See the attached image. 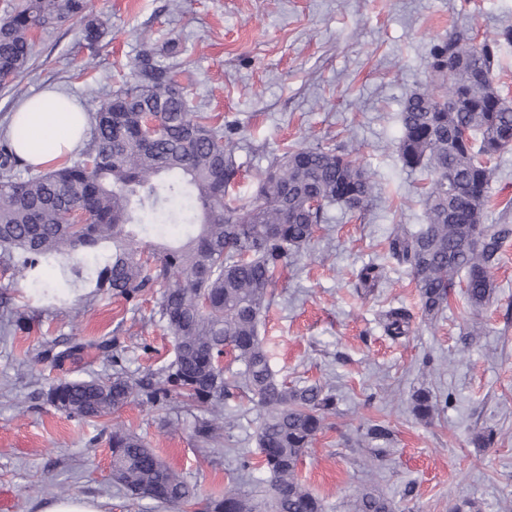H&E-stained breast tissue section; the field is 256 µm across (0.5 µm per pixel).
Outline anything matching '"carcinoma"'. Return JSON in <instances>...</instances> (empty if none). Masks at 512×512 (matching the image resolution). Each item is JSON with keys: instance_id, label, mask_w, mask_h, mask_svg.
I'll return each instance as SVG.
<instances>
[{"instance_id": "1", "label": "carcinoma", "mask_w": 512, "mask_h": 512, "mask_svg": "<svg viewBox=\"0 0 512 512\" xmlns=\"http://www.w3.org/2000/svg\"><path fill=\"white\" fill-rule=\"evenodd\" d=\"M87 0H22L0 16V85L31 66L34 35L73 20L85 21L88 48L100 23L87 18ZM512 27L476 42L461 32L435 41L428 80L407 94L401 112L403 167L426 173L421 196L425 224H399L389 236L394 259L412 273L422 322L443 318L451 291L463 285L478 311L494 293L506 224L485 223L492 162L512 150V103L493 83L501 44ZM161 50L146 47L135 63L137 80L91 101L90 140L82 157L48 172L17 173L10 139L0 140V262L27 280L52 305L73 288L134 301L161 289L160 314L174 344L166 366L136 377L122 366L117 341L69 339L37 354L56 366L95 349L112 361V374L61 380L46 403L79 420L117 413L132 401L160 409L176 400L199 411L193 436L202 448L221 439L224 405L247 399L261 410L257 444L267 490L258 499L232 486L207 512H324L322 501L298 478L305 451L335 409V396L318 383L288 385L277 378L259 335L288 258L307 249L326 208L362 211L375 186L346 150L318 144L287 147L260 174L255 192H235L239 166L234 144L203 112L189 108L177 74L158 64ZM155 112L148 130L142 111ZM163 238L141 247L146 219ZM58 270L52 284L45 271ZM384 268L364 264L357 288L368 295ZM403 307L382 314L385 335L412 333ZM230 355V365L221 358ZM440 410L430 390L412 395V412L427 419ZM112 478L129 495L185 507L196 486L169 469L137 433L112 427ZM349 512H394L374 489L362 490Z\"/></svg>"}]
</instances>
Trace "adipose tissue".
<instances>
[{"label":"adipose tissue","mask_w":512,"mask_h":512,"mask_svg":"<svg viewBox=\"0 0 512 512\" xmlns=\"http://www.w3.org/2000/svg\"><path fill=\"white\" fill-rule=\"evenodd\" d=\"M90 125L89 113L74 96L43 89L15 107L8 130L24 162L50 170L83 147Z\"/></svg>","instance_id":"ef3b65f1"}]
</instances>
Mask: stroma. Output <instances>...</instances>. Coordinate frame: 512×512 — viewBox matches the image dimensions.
<instances>
[{"label":"stroma","mask_w":512,"mask_h":512,"mask_svg":"<svg viewBox=\"0 0 512 512\" xmlns=\"http://www.w3.org/2000/svg\"><path fill=\"white\" fill-rule=\"evenodd\" d=\"M105 37L84 46L83 27L68 23L38 33L30 68L0 86V137L16 103L55 86L80 103L102 97L120 78H133L143 41L172 44L163 65L180 71L196 111L213 116L236 146L237 190L249 195L272 154L286 146L336 145L358 158L378 192L367 211L334 205L312 246L285 267L260 334L273 370L288 383L333 386L336 413L326 420L298 467L300 479L326 505L348 502L374 480L395 512H452L477 501L481 512H512V235L493 271L495 291L480 313L454 289L445 317L418 319L410 271L391 257L395 224L419 227L424 175L403 168L400 113L424 83L429 50L452 32L476 39L512 27V0H89ZM488 221L512 225V151L495 163ZM387 280L367 296L355 291L367 262ZM26 316L8 325L0 313V491L10 512H41L61 495L101 500L107 512H174L125 494L112 480L113 424L143 436L170 468L198 491V507L237 485H257L237 469L236 453L257 455L261 411L237 400L224 410L221 446L200 452L194 412L150 410L133 403L111 417L79 421L55 411L43 395L62 379L111 373L95 354L56 367L37 361L53 341L116 339L129 373L159 368L174 357L170 331L154 294L139 304L89 298L77 285L56 309L34 296L13 270L0 266V301ZM413 312L414 335L390 339L380 325L392 307ZM432 357L433 369L422 366ZM420 388L451 395L431 421L416 419ZM392 431L389 454L367 470L356 439L372 423ZM493 430L480 448L475 435Z\"/></svg>","instance_id":"obj_1"}]
</instances>
